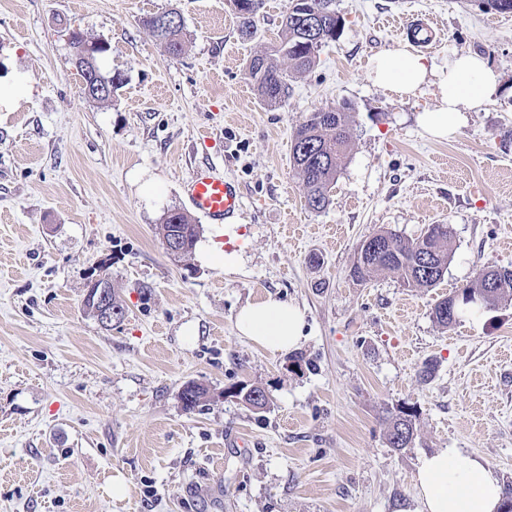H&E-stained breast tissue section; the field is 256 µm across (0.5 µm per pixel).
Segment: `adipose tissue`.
I'll return each instance as SVG.
<instances>
[{
  "instance_id": "obj_1",
  "label": "adipose tissue",
  "mask_w": 512,
  "mask_h": 512,
  "mask_svg": "<svg viewBox=\"0 0 512 512\" xmlns=\"http://www.w3.org/2000/svg\"><path fill=\"white\" fill-rule=\"evenodd\" d=\"M368 76L402 97L415 95L423 85H435L436 108L418 116L420 126L435 139L453 137L464 125L467 110L478 108L500 88L498 72L477 53L450 56L439 66L400 49L374 58ZM235 327L255 345L285 353L301 343L306 322L298 306L270 294L242 306ZM415 484L418 512H498L501 504L502 486L495 473L456 448L423 456Z\"/></svg>"
}]
</instances>
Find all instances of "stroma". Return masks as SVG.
<instances>
[{
	"mask_svg": "<svg viewBox=\"0 0 512 512\" xmlns=\"http://www.w3.org/2000/svg\"><path fill=\"white\" fill-rule=\"evenodd\" d=\"M288 6L264 0L245 39L230 0H0V77L32 88L0 111V512H417L418 461L443 448L512 482V301L447 329L431 315L482 267L512 268V14L336 0L339 37L272 109L246 64L277 42ZM169 9L184 22L178 56L143 24ZM427 13L430 61L477 52L501 75L446 140L416 121L435 86L402 99L368 78L371 59L405 46L384 18ZM73 29L109 42L99 67L125 77L111 101L84 94ZM340 106L355 116L350 147L315 212L291 140L308 113ZM199 167L242 188L232 273L162 245ZM431 224L450 231L437 287L353 279L362 240ZM104 263L125 308L109 327L83 307ZM270 293L306 315L285 356L235 329ZM189 381L209 390L191 413ZM253 386L263 410L243 399ZM407 406L415 435L398 451L383 419Z\"/></svg>",
	"mask_w": 512,
	"mask_h": 512,
	"instance_id": "35a3bbf8",
	"label": "stroma"
}]
</instances>
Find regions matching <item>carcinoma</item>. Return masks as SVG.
Wrapping results in <instances>:
<instances>
[{
  "mask_svg": "<svg viewBox=\"0 0 512 512\" xmlns=\"http://www.w3.org/2000/svg\"><path fill=\"white\" fill-rule=\"evenodd\" d=\"M248 6L232 0L238 18L239 34L250 38L255 32L256 18L262 0H246ZM320 7L318 32L323 35L320 45L314 47L303 18L286 12L281 22V36L272 48V54L288 61L293 72L303 73L315 66L321 47L336 40L344 19L333 8V0H310ZM160 45L170 54H179L184 47V23L179 21L169 26L157 24V15L144 20ZM270 54V55H272ZM267 53L253 56L246 75L255 85L259 96L270 107L282 103L288 94L286 74L280 71ZM354 115L346 110L334 113L318 110L308 115L299 125L293 136V165L302 180L305 199L309 209L322 211L329 204V193L336 180L342 160L350 146V129ZM162 239L176 238L190 253L200 235V225L185 211L174 208L167 211L160 225ZM448 225L430 224L424 234L416 239H405L390 231H380L373 235L375 248H359L358 259L352 269V276L358 282H367L381 271H397L408 288H433L444 277L448 268ZM501 278L505 287L495 288L490 297L484 300V307L492 309L504 300L512 298V270L494 265L481 268L477 277L465 288L462 294L483 293L486 277ZM452 302L445 297L437 302L432 310L434 321L449 328L456 323L448 314ZM208 390L195 383L184 385L180 393L183 409L192 412L205 401ZM252 407L261 409L269 404L266 391L260 387L250 388L244 395ZM416 411L412 407L400 408L385 418L389 447L400 450L408 447L414 437Z\"/></svg>",
  "mask_w": 512,
  "mask_h": 512,
  "instance_id": "carcinoma-1",
  "label": "carcinoma"
}]
</instances>
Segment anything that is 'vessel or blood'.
<instances>
[{"instance_id":"obj_1","label":"vessel or blood","mask_w":512,"mask_h":512,"mask_svg":"<svg viewBox=\"0 0 512 512\" xmlns=\"http://www.w3.org/2000/svg\"><path fill=\"white\" fill-rule=\"evenodd\" d=\"M391 26L395 29L405 28L411 44L434 47L439 42L436 21L404 27L395 20ZM184 191L190 208L212 224H221L234 218L243 207V197L238 183L209 169L193 171L184 183Z\"/></svg>"}]
</instances>
